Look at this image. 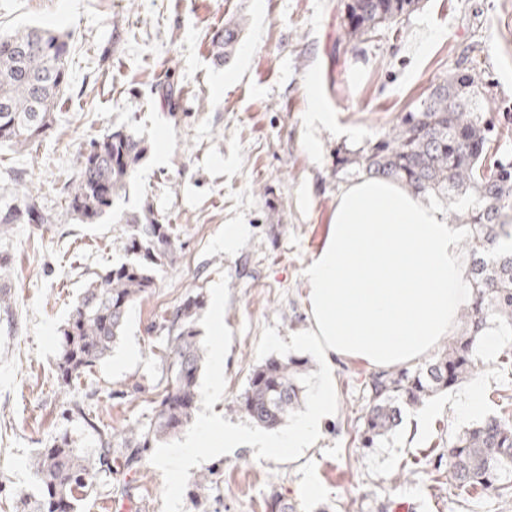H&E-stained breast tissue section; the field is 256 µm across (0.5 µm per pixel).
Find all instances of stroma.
<instances>
[{
    "mask_svg": "<svg viewBox=\"0 0 512 512\" xmlns=\"http://www.w3.org/2000/svg\"><path fill=\"white\" fill-rule=\"evenodd\" d=\"M344 0H0V32L41 25L70 37L69 85L57 121L36 150L0 145V206L37 197L46 224L0 234V512L16 494L37 493L30 460L65 435L87 453L97 435L66 414L91 405L121 435L147 422L161 376L162 318L193 291L205 349L192 419L148 454L134 512H267L273 492L293 512H512V498L456 488L443 454L459 433L500 413L507 378L476 341L480 403L460 415L465 380L422 405L377 447L358 441L370 364L337 359L336 406L314 447L298 461L259 454L258 426L237 409L253 368L271 357L308 360L305 395L322 365L303 338L310 328L305 267L324 246L346 175L337 152L381 138L448 74L472 69L476 109L494 119L495 149L512 159V0H420L418 9L372 37L350 38ZM241 20L235 53L216 65L215 28ZM334 113L347 135L309 128L313 104ZM123 127L146 142V158L119 206L144 207L176 224L171 260L129 309L125 332L95 371L62 386L55 364L60 328L81 288L123 261L122 226L107 215L85 224L66 212L61 187L90 140ZM316 151H309L308 141ZM240 235L224 246V229ZM225 349L223 371L214 352ZM220 389H213V382ZM237 429V447L213 454L198 424ZM197 439L195 466L177 458ZM220 473L217 489L190 496L191 479Z\"/></svg>",
    "mask_w": 512,
    "mask_h": 512,
    "instance_id": "35a3bbf8",
    "label": "stroma"
}]
</instances>
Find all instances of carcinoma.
<instances>
[{"label": "carcinoma", "mask_w": 512, "mask_h": 512, "mask_svg": "<svg viewBox=\"0 0 512 512\" xmlns=\"http://www.w3.org/2000/svg\"><path fill=\"white\" fill-rule=\"evenodd\" d=\"M418 0H347L348 33L354 38L389 28L414 10ZM243 30L235 22L212 36L214 62L224 64ZM31 47L18 55L9 47ZM70 46L65 34L29 25L0 34V143L19 149L38 144L56 120L55 109L68 86ZM475 73L453 74L436 84L415 111L405 113L358 160L336 156V170L357 163L366 175L399 182L413 194L431 193L448 210L467 205L465 242L471 307L460 314L465 331L448 347L413 370H379L365 381L367 407L361 440L366 448L395 432L402 407L417 406L449 390L478 368L475 341L492 322L512 330V161L493 158L488 143L494 126L474 111ZM148 153L144 140L123 129L110 130L79 154L78 169L65 184L68 213L93 224L126 193L133 173ZM121 244L134 259L97 276L77 297L71 318L60 329L56 374L61 383L89 373L104 361L123 336L129 307L154 287L153 270L171 259L177 235L150 208L121 215ZM36 198L0 209V232L9 224H48ZM204 306L196 293L163 318L167 345L162 356L166 384L152 417L128 430L120 442L99 432L76 403L72 415L98 433L99 447L82 454L64 437L40 448L30 466L38 496L18 497L21 512H78L100 479L119 498L133 500L155 443L179 433L192 418L204 359L194 321ZM308 360L269 358L256 366L238 401L240 412L256 424L276 429L291 419L304 400ZM448 475L458 487L478 495L512 491V413L489 417L455 437L448 448Z\"/></svg>", "instance_id": "obj_1"}]
</instances>
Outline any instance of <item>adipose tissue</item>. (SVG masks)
I'll return each instance as SVG.
<instances>
[{"label":"adipose tissue","instance_id":"ef3b65f1","mask_svg":"<svg viewBox=\"0 0 512 512\" xmlns=\"http://www.w3.org/2000/svg\"><path fill=\"white\" fill-rule=\"evenodd\" d=\"M462 232L398 182L364 178L341 187L326 244L303 271L325 371L304 417L286 434L262 438L259 452L312 446L336 404L337 359L401 365L450 335L472 300Z\"/></svg>","mask_w":512,"mask_h":512}]
</instances>
